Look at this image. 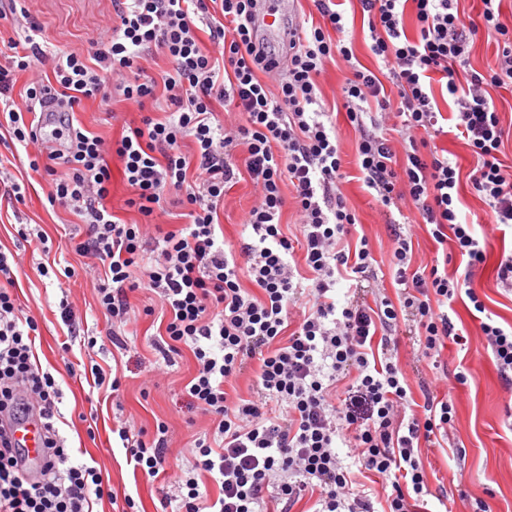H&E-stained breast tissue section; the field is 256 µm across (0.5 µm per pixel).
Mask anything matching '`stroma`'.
Segmentation results:
<instances>
[{
  "mask_svg": "<svg viewBox=\"0 0 512 512\" xmlns=\"http://www.w3.org/2000/svg\"><path fill=\"white\" fill-rule=\"evenodd\" d=\"M32 19L40 26L41 36L50 46H58L91 57L92 47L114 18L112 0H28ZM346 31L343 40L351 45L358 62L377 70L378 62L369 49L370 41L364 28L358 0H346ZM76 117L85 127L112 142L120 139L126 125L138 123L136 106L114 97L110 107L99 101H83ZM336 124L341 133L343 165L346 177L339 189L348 206L358 216V235L368 239L376 259V287L394 295L396 284L389 267L393 246L394 223L398 214H386L367 192L356 165L357 132L349 125L345 113H338ZM14 159L8 166L11 180L19 184L23 202L0 190V250L18 254L21 262L14 268V288L26 312L33 315L40 330L35 354L43 371L55 379L59 391V414L54 426L78 460L95 461L117 497L132 495L139 512H159L162 495L169 492L167 476L146 479L128 462L125 450L112 429L117 420L128 419L146 430L157 423H166L173 437L172 458L187 465L196 438L210 429V421L197 412L189 411L177 394L178 382L195 370L190 350H183L170 371L155 367L152 343L162 333L159 318L143 312L150 304L148 291L130 296L134 314L125 326L127 349L112 346L108 339L112 320L97 301L96 286L102 271L88 269L85 260L74 249L76 242L86 237V226L73 211L50 206V187L32 171V152L13 147ZM256 194L248 175H241L232 185L220 208L219 222L224 227V239L234 248L248 242L249 235L242 224L243 215L253 206ZM460 212L467 220L481 224L486 233V260L472 270L470 285L483 299L488 312L501 323L512 324V293L497 284L498 262L502 253L512 251V233L490 230L489 208L472 190L469 182L460 186ZM42 232L48 238L49 253L38 250L37 244L22 239L21 225ZM51 266L52 274L42 276L38 264ZM76 270L66 278L64 267ZM68 298L82 321L85 337H96L95 347L82 340L68 341L67 328L60 318L58 304ZM468 299L453 305L450 317L456 328L465 330L467 345L446 340L439 359H412V340L408 326H400L397 339L399 356L412 386L430 383L437 395L451 394L456 418L451 446H431L423 449V460L432 498L430 512H471L475 500H485L492 512H512V394L508 393L496 369L478 320L474 319ZM69 350H62V343ZM75 372H68V365ZM120 376L118 395L94 388L92 366ZM466 372L467 386L447 390L441 373ZM465 486L466 495H459L458 486Z\"/></svg>",
  "mask_w": 512,
  "mask_h": 512,
  "instance_id": "stroma-1",
  "label": "stroma"
}]
</instances>
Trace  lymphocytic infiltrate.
<instances>
[{
	"mask_svg": "<svg viewBox=\"0 0 512 512\" xmlns=\"http://www.w3.org/2000/svg\"><path fill=\"white\" fill-rule=\"evenodd\" d=\"M115 0L110 34L92 60L40 42L41 30L20 10V33L0 37V128L20 144H38L53 119L59 148L30 162L42 171L53 206L85 216L86 240L75 250L106 281L100 307L120 325L131 311L130 293L146 288L168 319L155 344L165 364L190 349L195 373L182 387L187 404L212 427L194 442L188 467L171 469L165 423L147 431L128 421L115 433L128 461L144 475L171 473L175 497L163 512H265L275 496L291 512L305 496L314 512H421L431 496L423 444L448 439L451 397L424 391L416 403L392 333L411 322L418 358H436L447 339L466 344L448 311L467 297L481 316L480 330L507 390H512V325L487 313L467 277L438 265L413 267L411 236L397 235L390 267L395 296L373 303L358 293L375 263L367 239L354 238L358 217L338 191L344 177L336 115L321 100L317 78L335 57L354 58L332 41L345 18L337 0H312L320 16L310 29H294L284 54L258 35V0ZM367 16L370 50L388 78L354 69L341 88V107L359 134L357 167L383 209L408 203L414 224H425L437 244L453 243L467 268L486 259L473 223L460 217V169L438 150L443 115L434 85L456 106L454 129L476 159L469 173L494 226L512 228V166L503 160L512 138L490 104V89H512V27L500 20L502 0H482V18L495 35L493 65L469 63L468 37L457 0H359ZM418 35L408 38L406 9ZM207 19L212 49H203L195 17ZM168 63L161 76L141 64L152 51ZM52 61L54 83L29 82L15 95L18 74ZM166 92L163 118L146 115L157 89ZM135 105L141 123L115 142L76 125L83 100L108 104L113 95ZM239 115L224 124L213 110ZM196 147L194 158L182 151ZM242 147V158L232 150ZM123 163L133 194L127 207L145 222L168 206L186 210L177 229L159 233L143 258V224L122 222L108 205L111 157ZM246 170L258 200L243 217L250 241L234 249L224 240L218 208L239 170ZM291 197H284L283 186ZM293 204L299 235L284 232L281 216ZM249 277L255 291L242 288ZM347 283L344 301L336 286ZM38 323L10 288L0 285V512H93L113 492L95 465L78 462L54 427L60 392L38 365ZM254 374L249 396L232 389L246 366ZM347 381L344 396L336 384ZM37 417L47 435L45 462L29 470L9 440L19 420ZM378 474L384 498L353 488L352 467ZM219 488L211 495L200 477Z\"/></svg>",
	"mask_w": 512,
	"mask_h": 512,
	"instance_id": "f902f5d3",
	"label": "lymphocytic infiltrate"
}]
</instances>
